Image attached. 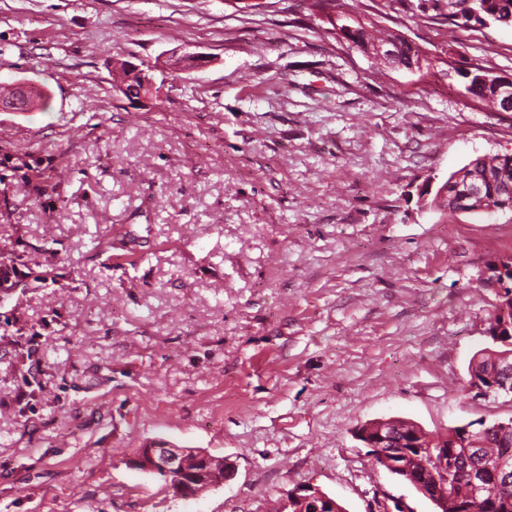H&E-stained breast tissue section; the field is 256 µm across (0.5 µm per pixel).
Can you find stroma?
I'll return each mask as SVG.
<instances>
[{
    "label": "stroma",
    "instance_id": "obj_1",
    "mask_svg": "<svg viewBox=\"0 0 512 512\" xmlns=\"http://www.w3.org/2000/svg\"><path fill=\"white\" fill-rule=\"evenodd\" d=\"M430 54L512 78V26L458 28L418 0H346ZM154 66L130 103L112 65ZM0 256L57 280L0 292V512H276L311 485L346 512H435L373 464L358 428L435 434L512 418L477 397L489 269L512 210L426 205L481 155L512 154V112L456 76L373 74L302 0H0ZM53 320L45 387L15 400L18 330ZM162 437L234 471L175 495L127 459Z\"/></svg>",
    "mask_w": 512,
    "mask_h": 512
}]
</instances>
